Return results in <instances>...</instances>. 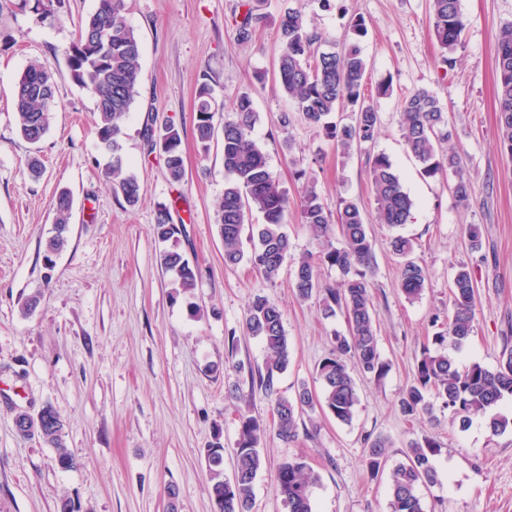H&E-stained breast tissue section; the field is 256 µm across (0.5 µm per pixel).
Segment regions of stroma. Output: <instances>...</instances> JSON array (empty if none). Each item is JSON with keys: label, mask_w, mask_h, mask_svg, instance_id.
<instances>
[{"label": "stroma", "mask_w": 512, "mask_h": 512, "mask_svg": "<svg viewBox=\"0 0 512 512\" xmlns=\"http://www.w3.org/2000/svg\"><path fill=\"white\" fill-rule=\"evenodd\" d=\"M242 0H125V19L140 40L139 95L122 129L125 154L143 192L136 206L114 194L110 162L98 136L94 96L80 87L65 51L97 0H64L56 16L36 20L18 0H0V512H56L70 499L76 512H215L208 491L206 451L224 445L232 471L240 416L267 423L261 442L265 464L254 483L253 512H287L277 489V469L303 455L320 480L313 512H389L386 474L371 476L364 461L366 435L391 442L390 463L403 461L410 442L430 437L441 445L434 458L436 485L422 489L424 512H512V428L495 435L484 414L460 426L441 400L431 415L410 420L399 401L411 384L423 349L443 330L449 287L459 265L477 281L474 333L460 366L495 368L512 340V156L498 142L495 85L496 37L512 25V0H461L467 26L453 68L437 64L429 16L431 0H260L250 42L238 44ZM299 11L307 26L336 43L357 39L368 63L366 92L379 83L381 125L373 144L342 153L323 132L279 117L291 103L273 81L280 51L279 19ZM366 31L354 36L351 17ZM37 60L55 75L51 127L37 143L16 130L13 107L18 76ZM209 81L218 107L230 108L249 93L259 119L253 139L290 200L285 229L289 258L275 278L248 263L224 264L216 203L224 192L221 143L200 155L193 136L194 95ZM433 92L453 129L461 171L427 178L408 152L399 128L403 100ZM174 122L181 131L187 175L168 181L159 154H146L145 125ZM386 153L414 205L407 224L377 223L370 191V157ZM38 155L44 171L31 179L27 159ZM305 178H297V170ZM474 184L469 205L452 186L458 174ZM314 183L326 212L341 200L358 203L373 239L372 283L378 348L390 370L381 380L357 375L360 401L351 422L326 411L305 412V429L283 441L272 426L273 400L264 390L228 392L242 381L238 365L263 367L266 350L249 336L248 303L262 295L283 313L289 363L277 391L294 397L318 389L317 364L347 330L343 315L324 318L318 297L300 298L294 266L321 245L301 217L307 183ZM73 197L67 248L46 260L44 243L61 190ZM181 225L176 246L197 269L192 302L172 301L171 276L161 269L154 235L159 208ZM482 227L479 252L468 247L466 228ZM410 238L412 258L427 274L421 299L400 292V264L389 247L393 234ZM39 305L24 311L28 297ZM53 405L65 421V446L76 459L65 471L55 449L18 434L17 412ZM176 500H169V490Z\"/></svg>", "instance_id": "1"}]
</instances>
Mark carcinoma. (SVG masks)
<instances>
[{"label":"carcinoma","mask_w":512,"mask_h":512,"mask_svg":"<svg viewBox=\"0 0 512 512\" xmlns=\"http://www.w3.org/2000/svg\"><path fill=\"white\" fill-rule=\"evenodd\" d=\"M61 0H24V7L40 18L53 13ZM246 11L236 23L237 40L245 43L253 36L254 20L251 2L243 3ZM125 0H98L95 11L82 22L78 38L66 51L68 68L74 81L89 90L97 101L98 138L112 162L109 178L112 189L126 204L133 206L140 198L142 186L129 172L122 144V122L139 94L141 47L134 30L124 17ZM430 24L439 47L438 62L453 67L454 53L461 44L466 20L460 0H432ZM281 46L276 63V76L282 91L295 103L297 115L284 112L280 125L287 128L294 118L322 130L343 152L374 141L380 123L377 106L365 101L364 80L367 60L356 41L337 48L322 34L308 29L301 13L288 10L280 18ZM496 75L498 97V131L500 144L512 156V27L500 31L496 42ZM53 73L37 60L30 62L19 76L14 91V109L20 135L31 143L39 142L49 131L55 106ZM354 112V121L341 124L331 120L338 112ZM195 140L200 153L206 155L223 133L224 193L217 204V224L224 241V263L236 266L247 261L272 278L288 257L290 240L284 230L288 213V193L269 167L266 154L251 138L258 120L251 96L239 95L231 116L218 120L219 109L213 91L206 82L196 94ZM399 127L408 151L421 164L426 177H434L444 168L458 171L453 193L460 203L469 201L474 192L470 178L461 173V157L452 144L453 134L448 116L438 98L420 89L409 95L399 113ZM143 138L147 153H160L169 182L181 184L186 178V165L181 151L182 137L172 122L160 129L147 126ZM448 145V151L438 146ZM370 184L378 220L395 228L407 223L413 201L404 190L390 157L378 153L371 159ZM52 235L46 252L57 253L68 244V226L72 200L62 191L54 203ZM262 215L257 225V245L249 256L240 248L247 216ZM303 223L320 241L317 257L305 256L295 266V288L302 299L321 297L325 317L336 312L345 314L350 332L333 336V349L317 365L316 380L320 391L313 393L303 386L296 398L278 396L273 415L278 434L285 440L298 436V418L307 409L327 410L336 420L351 422L359 396L346 358H351L359 371L382 379L390 365L381 358L373 294L367 270L373 259V240L359 205L343 200L337 222L331 223L315 189L307 188L301 202ZM181 228L170 222L167 208L159 209L155 234L159 241L177 238ZM393 254L401 259L400 290L410 302L421 298L426 285L422 267L410 258L413 243L396 235L390 241ZM160 264L171 272L173 295L191 296L196 287V269L176 248L160 253ZM336 268L342 275L341 287L322 281L320 268ZM451 313L447 327L432 336L434 349H425L412 384L400 401L403 415L428 414V393L452 411L461 426L471 416L486 413L505 397H512V348L502 351L499 364L490 370L478 362L461 369L455 353L462 350L474 331L477 285L470 269L458 267L450 287ZM247 333L265 346L268 357L264 368L238 366L246 374L249 387L258 386L266 394L276 393V383L288 365V345L283 326V313L268 298L257 295L248 305L245 318ZM51 422L33 430L30 435L56 449L59 466L70 470L77 465L63 443L64 420L59 411L45 406ZM266 426L259 419L243 415L239 419L236 455L232 477L224 476V446L215 442L207 449L209 494L220 512H252L253 485L263 464L260 444ZM365 464L371 476L387 469L388 505L390 512H423L420 490L438 483L432 458L441 451L438 442L426 439L409 445L406 461L386 468L390 441L381 436L364 439ZM306 459L297 455L278 468L277 486L288 512H312V492L318 483Z\"/></svg>","instance_id":"cac0c4a2"}]
</instances>
